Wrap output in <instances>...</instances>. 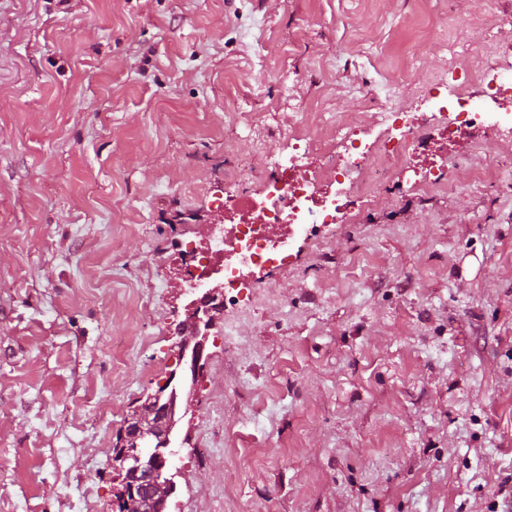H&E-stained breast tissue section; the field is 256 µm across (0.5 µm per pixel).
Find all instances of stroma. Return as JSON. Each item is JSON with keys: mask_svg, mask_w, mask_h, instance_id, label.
<instances>
[{"mask_svg": "<svg viewBox=\"0 0 512 512\" xmlns=\"http://www.w3.org/2000/svg\"><path fill=\"white\" fill-rule=\"evenodd\" d=\"M512 42V0H0V512H117L178 363L160 268L296 119L375 127ZM251 279L181 403L174 512H512V134L434 141Z\"/></svg>", "mask_w": 512, "mask_h": 512, "instance_id": "1", "label": "stroma"}]
</instances>
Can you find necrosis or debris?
Instances as JSON below:
<instances>
[{
    "label": "necrosis or debris",
    "mask_w": 512,
    "mask_h": 512,
    "mask_svg": "<svg viewBox=\"0 0 512 512\" xmlns=\"http://www.w3.org/2000/svg\"><path fill=\"white\" fill-rule=\"evenodd\" d=\"M436 124L450 143L490 128L512 129V44L501 46L496 66L485 69L480 91L459 85L428 121L398 109L380 113L374 142L340 123L335 138L315 143L296 123L287 149L272 152L262 183L225 190L218 202L224 221L207 246L187 240L177 272L182 288L198 299L215 283L237 297L248 274L285 263L313 243L315 224L353 223L358 202L378 182L402 175L414 156L425 154Z\"/></svg>",
    "instance_id": "necrosis-or-debris-1"
}]
</instances>
